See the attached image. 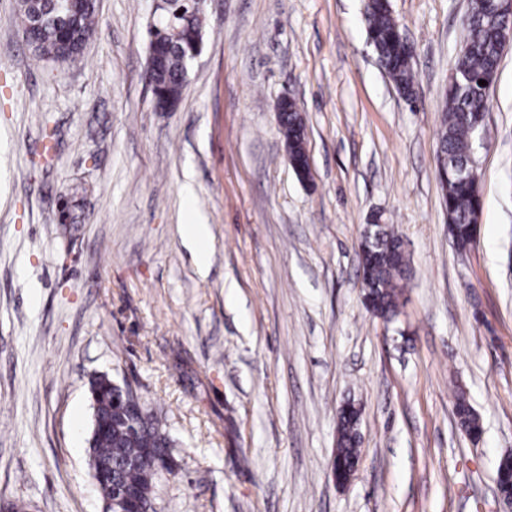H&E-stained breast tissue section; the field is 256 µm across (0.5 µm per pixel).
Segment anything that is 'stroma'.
<instances>
[{
  "mask_svg": "<svg viewBox=\"0 0 512 512\" xmlns=\"http://www.w3.org/2000/svg\"><path fill=\"white\" fill-rule=\"evenodd\" d=\"M414 49L405 100L365 0H203L175 111L146 82L157 0H99L82 60L35 58L0 0V503L103 512L89 380L129 386L172 441L156 512H503L512 453V46L479 148V236L457 250L436 162L468 0H389ZM296 101L311 175L274 106ZM82 223H72V216ZM208 225L199 268L180 233ZM410 258L390 323L357 245ZM464 389L483 434L454 412ZM362 408L349 485L340 404ZM359 417L351 418H340L337 422V437H336V449L334 457L336 462L339 463L346 470L355 467L360 459V446H361V434H360V423ZM336 462L332 459L331 472L333 479L336 484L340 486H347L357 467L350 474H344L336 471Z\"/></svg>",
  "mask_w": 512,
  "mask_h": 512,
  "instance_id": "obj_1",
  "label": "stroma"
}]
</instances>
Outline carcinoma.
Here are the masks:
<instances>
[{"instance_id": "1", "label": "carcinoma", "mask_w": 512, "mask_h": 512, "mask_svg": "<svg viewBox=\"0 0 512 512\" xmlns=\"http://www.w3.org/2000/svg\"><path fill=\"white\" fill-rule=\"evenodd\" d=\"M193 5L177 0L162 15L160 26L181 29L178 47L166 52L153 72V81L164 95L180 99L184 79L185 50L201 37L199 15ZM98 0H18L16 21L32 54L56 63H74L82 58L86 43L94 33ZM366 32L382 69L402 93L413 92L415 75L410 61L396 51L401 28L393 17L388 0H367L364 8ZM501 19L483 12L461 23L462 47L455 62L456 82L448 85L439 134V149L448 154V176L443 178L444 205L451 222L457 225L455 244L469 247L475 239L472 224L477 222L482 200L467 176L460 174L462 162L475 143L472 114L490 107L489 84L495 82L502 48L497 38ZM484 80L487 85H479ZM298 108L285 113L281 131L288 155L301 159L305 153V135L300 130ZM400 238L388 224H374L369 235L358 244L359 262L373 266V275L365 280L363 298L377 317L391 320L398 312L400 297L409 273V264L397 265L392 253ZM89 392L97 411V434L89 447L92 477H104L103 498L130 497L138 512H155L153 482L156 475L173 463L171 440L154 414L141 407L138 415L123 407L121 389L110 383L89 381ZM455 415L469 436L482 433L479 416L464 391L455 395ZM359 418H341L337 422L336 462L346 469L360 459Z\"/></svg>"}]
</instances>
